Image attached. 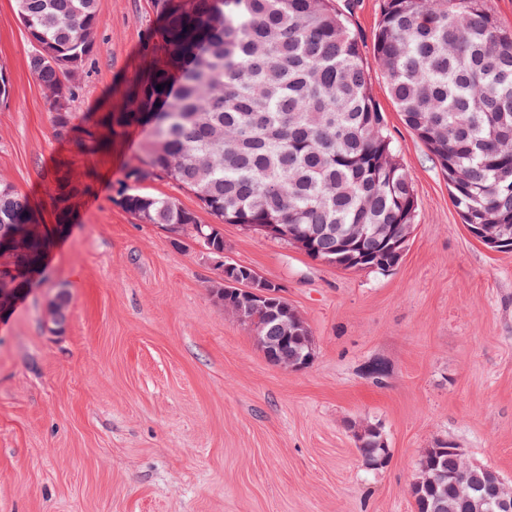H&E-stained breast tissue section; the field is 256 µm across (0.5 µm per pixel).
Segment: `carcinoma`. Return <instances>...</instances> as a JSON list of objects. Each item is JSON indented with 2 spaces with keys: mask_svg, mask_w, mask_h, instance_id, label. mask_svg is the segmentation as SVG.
<instances>
[{
  "mask_svg": "<svg viewBox=\"0 0 512 512\" xmlns=\"http://www.w3.org/2000/svg\"><path fill=\"white\" fill-rule=\"evenodd\" d=\"M32 48L29 68L45 89L61 88L66 104L47 101L55 135L81 153L107 145L96 126L72 111L86 60L97 46V0H15ZM159 27L150 35L151 68L103 114L97 126L118 133L151 126L152 140L126 172L119 204L144 224L216 250L223 234L169 197L134 193L129 183L157 178L192 192L213 224H297L313 236L316 254L345 270L380 273L392 258L366 236L352 255L336 251L356 224H412L417 200L368 87L369 64L388 77L403 120L448 176L454 206L466 224L512 246V28L487 0H384L373 60L332 0H152ZM163 85L157 90V85ZM78 188L62 174L49 195L61 215ZM35 214L0 179V239ZM48 233L0 252V273L36 266ZM217 298L248 302L214 281ZM279 297L254 301L253 325L279 364L297 363L311 332L281 341L274 313ZM357 448L379 468L389 453L372 427H357ZM448 479L414 492L417 512H499V487L482 472L460 474V456L440 439L418 471Z\"/></svg>",
  "mask_w": 512,
  "mask_h": 512,
  "instance_id": "obj_1",
  "label": "carcinoma"
}]
</instances>
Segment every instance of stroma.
<instances>
[{
  "label": "stroma",
  "instance_id": "35a3bbf8",
  "mask_svg": "<svg viewBox=\"0 0 512 512\" xmlns=\"http://www.w3.org/2000/svg\"><path fill=\"white\" fill-rule=\"evenodd\" d=\"M373 54L383 0H336ZM150 0H98V41L74 111L95 118L150 63ZM13 0H0V179L57 216V168L92 176L44 270L0 316V512H416L410 484L435 440L512 480V252L462 224L448 179L393 104L370 92L417 198L388 273L323 264L286 242L222 225L224 251L281 284L310 328L314 359L287 371L212 292L191 241L139 223L116 201L149 130L79 154L56 138ZM68 302L59 331L49 308ZM382 360L388 372L368 376ZM377 425L389 459L368 466L352 432Z\"/></svg>",
  "mask_w": 512,
  "mask_h": 512
}]
</instances>
